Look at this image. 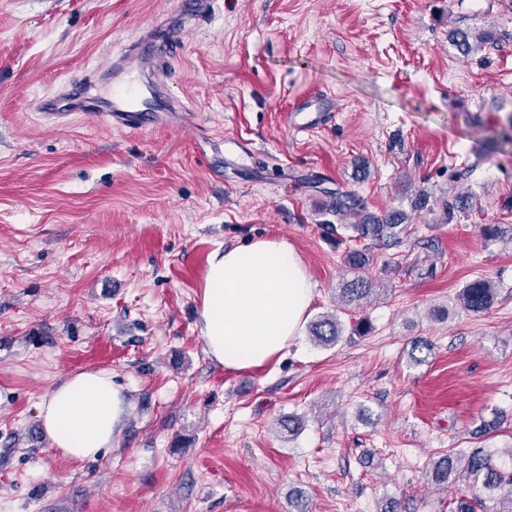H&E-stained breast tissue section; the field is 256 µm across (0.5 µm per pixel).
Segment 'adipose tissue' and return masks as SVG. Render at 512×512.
I'll list each match as a JSON object with an SVG mask.
<instances>
[{
	"mask_svg": "<svg viewBox=\"0 0 512 512\" xmlns=\"http://www.w3.org/2000/svg\"><path fill=\"white\" fill-rule=\"evenodd\" d=\"M313 299L304 262L287 240L257 238L215 249L197 316L206 355L229 371L279 361L300 336ZM127 415L125 392L104 371L69 375L39 405L51 447L74 462L114 446Z\"/></svg>",
	"mask_w": 512,
	"mask_h": 512,
	"instance_id": "1",
	"label": "adipose tissue"
}]
</instances>
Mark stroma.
I'll list each match as a JSON object with an SVG mask.
<instances>
[{
	"label": "stroma",
	"instance_id": "stroma-1",
	"mask_svg": "<svg viewBox=\"0 0 512 512\" xmlns=\"http://www.w3.org/2000/svg\"><path fill=\"white\" fill-rule=\"evenodd\" d=\"M192 9L0 0V512H295L299 494L312 512H448L455 491L428 484L429 460L512 444V0H212L200 24ZM179 15L169 89L184 111L127 132L38 110ZM314 93L338 109L296 132ZM338 190L365 203L346 223L406 216L375 253L368 304L336 303L345 247L323 227ZM260 236L301 255L310 319H364L369 335L323 348L305 332L259 370L209 359L208 257ZM479 278L491 308L454 307ZM420 338L433 350L416 365ZM99 370L128 417L115 447L72 462L38 407ZM496 412L500 433L475 438ZM288 415L297 434L278 429Z\"/></svg>",
	"mask_w": 512,
	"mask_h": 512
}]
</instances>
